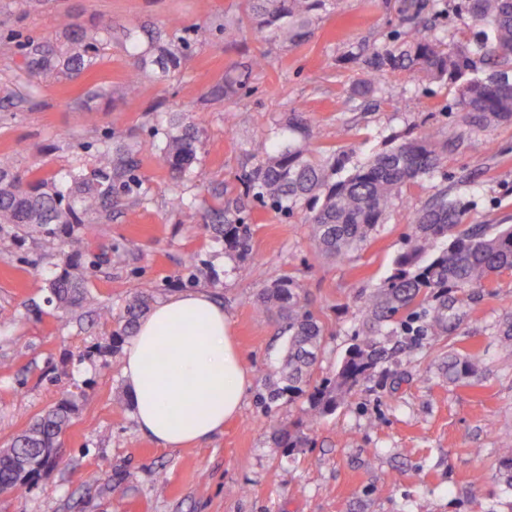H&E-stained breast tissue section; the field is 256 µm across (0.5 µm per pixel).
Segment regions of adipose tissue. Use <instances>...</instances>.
Segmentation results:
<instances>
[{"mask_svg": "<svg viewBox=\"0 0 512 512\" xmlns=\"http://www.w3.org/2000/svg\"><path fill=\"white\" fill-rule=\"evenodd\" d=\"M121 374L138 428L164 448L222 431L250 383L228 315L201 290L154 305L123 347Z\"/></svg>", "mask_w": 512, "mask_h": 512, "instance_id": "1", "label": "adipose tissue"}]
</instances>
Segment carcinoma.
<instances>
[{"label": "carcinoma", "instance_id": "obj_1", "mask_svg": "<svg viewBox=\"0 0 512 512\" xmlns=\"http://www.w3.org/2000/svg\"><path fill=\"white\" fill-rule=\"evenodd\" d=\"M326 0H245L244 19L217 18L214 23L233 40L247 21L284 45L293 46L310 34L313 19ZM456 14L467 29H481L478 39L465 38L453 28L441 36L416 35L409 42L392 41L364 53L351 46L348 56L359 60L369 81L355 94L371 93L373 80L388 71L407 70L428 83L454 84L456 95L448 111L461 113L468 136L450 143L441 131L429 128L413 138H390L365 163L343 179L349 155L334 151L327 157L313 147V128L294 112L287 127L292 137L277 144L247 175L248 190L262 206L292 218L303 213L312 225L319 252L342 259L368 242L395 205L401 187L440 172L448 149L466 146L485 151L480 138L485 128L512 120V0H458ZM62 37L27 38L19 44L23 67L38 88L61 79H75L101 59L112 42V25H71L60 20ZM180 22L162 27L123 29L120 37L136 59V69L122 87L135 96L148 81L180 74L191 43L178 35ZM249 72L226 77L208 92L221 99L243 85ZM158 125L162 137L154 149L176 183L195 171L200 129L187 112H165ZM143 145L122 122L115 120L101 140L96 165L88 173L60 182L0 164V247L19 237L50 238L66 253L68 268L46 280L48 302L66 318L93 307L98 316L112 321V346L132 336L137 323L150 309L152 296L136 290L117 315L89 291V275L80 270L99 225L112 219V209L142 185L135 174ZM240 201H229L215 214L213 237L244 259L250 251L251 230L242 217ZM470 205L448 198L442 187L412 213L414 234L394 261L391 273L379 287L359 297L358 326L334 376L313 379L323 344L324 329L303 294L302 285L277 278L257 293L260 314L274 312L287 336L286 356L274 379L265 381L267 404L303 398L309 425L331 416L363 384L371 381L383 364L403 354L410 356L422 340H442L455 316L456 294L481 286L494 276L512 271V225L499 224L493 232L483 224H469ZM441 373L452 384L471 385L481 376V360L469 354L449 355ZM76 405L65 401L40 415L31 427L0 449V494L30 484L47 459L45 451L72 423ZM275 444L289 451L304 448L308 438L300 425H281ZM499 479L512 494V447L500 449Z\"/></svg>", "mask_w": 512, "mask_h": 512}]
</instances>
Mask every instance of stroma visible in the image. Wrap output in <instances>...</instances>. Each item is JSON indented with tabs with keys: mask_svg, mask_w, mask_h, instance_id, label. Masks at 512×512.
Listing matches in <instances>:
<instances>
[{
	"mask_svg": "<svg viewBox=\"0 0 512 512\" xmlns=\"http://www.w3.org/2000/svg\"><path fill=\"white\" fill-rule=\"evenodd\" d=\"M413 0H339L320 11L311 37L283 46L251 28L237 44L210 29L218 16H240L242 0H0V163L44 177L68 179L89 171L113 119L143 142L154 128L148 112L184 110L201 125L197 169L207 189L196 215L173 210L167 167L147 148L134 204L116 208L96 245L118 259L89 278L91 292L120 312L130 292L154 300L196 287L209 292L232 324L251 376L240 414L222 432L184 447L164 448L142 434L125 409L121 349L114 323L87 314L62 323L45 301L44 279L64 256L50 243L24 241L0 252V448L49 407L76 404L61 437L64 462L35 483L0 496V512H512L500 497L498 450L512 436V347L497 323L512 314V273L481 288L457 310L447 340H423L411 361L374 378L336 414L309 428L308 447H275L272 427L301 420L302 401L264 411L259 393L284 351L276 318L254 308L259 288L287 275L304 284L324 327L315 379L331 376L352 342L358 296L376 288L412 232L415 205L439 186L471 204L474 224H512V121L483 132L486 152L449 151L439 175L403 186L385 224L364 247L342 260L322 256L311 225L283 219L246 194L243 176L286 135L293 111L312 124L321 151H347L364 163L394 136L413 137L434 126L448 138L464 130L447 112L454 89L417 81L404 71L384 75L370 98L354 95L366 74L346 52L374 47L394 35L411 39L405 18ZM87 25L158 26L179 19L202 28L179 76L148 83L134 99L119 89L135 59L109 44L102 64L76 80L32 89L19 41L56 36L57 18ZM264 56L233 95L206 100L208 89ZM91 89L112 90V103L84 116L76 100ZM223 190L214 197L210 188ZM243 199L251 252L238 259L213 238L201 218L224 200ZM211 269L216 282L189 280L192 268ZM479 355L484 371L471 385H453L439 367L453 351ZM482 482H473L474 474Z\"/></svg>",
	"mask_w": 512,
	"mask_h": 512,
	"instance_id": "obj_1",
	"label": "stroma"
}]
</instances>
